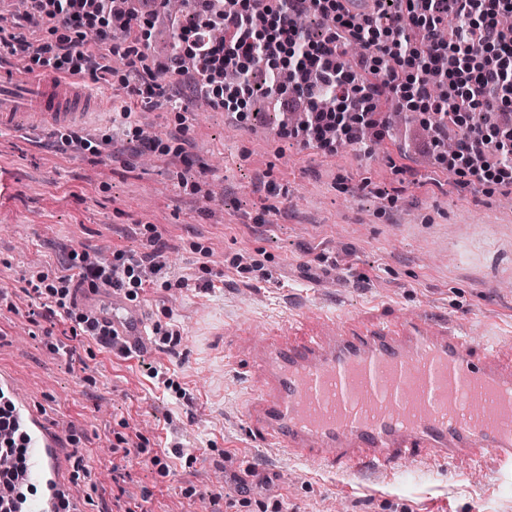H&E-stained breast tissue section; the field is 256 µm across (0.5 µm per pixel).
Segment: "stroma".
Returning <instances> with one entry per match:
<instances>
[{"instance_id": "obj_1", "label": "stroma", "mask_w": 512, "mask_h": 512, "mask_svg": "<svg viewBox=\"0 0 512 512\" xmlns=\"http://www.w3.org/2000/svg\"><path fill=\"white\" fill-rule=\"evenodd\" d=\"M129 44L97 50L110 82L85 74L98 113L79 125L94 156L48 134L0 131V371L67 435L70 512H512V473L494 457L345 477L289 459L248 433L255 367L241 331L318 313L367 322L427 316L512 347V188L460 185L431 164L412 121L378 144L326 153L280 137L282 112L238 120L128 96ZM152 130L151 165L112 131L113 105ZM276 209L264 210L270 192ZM160 252L138 289L149 345L72 336L39 317L26 281L70 250ZM172 332L163 340V332ZM131 436V449L117 439Z\"/></svg>"}]
</instances>
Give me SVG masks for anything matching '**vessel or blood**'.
Listing matches in <instances>:
<instances>
[{"mask_svg":"<svg viewBox=\"0 0 512 512\" xmlns=\"http://www.w3.org/2000/svg\"><path fill=\"white\" fill-rule=\"evenodd\" d=\"M94 106L75 81L49 72L28 80L0 66V131L22 113L37 129L76 125ZM76 301L111 324L117 341L145 344L142 309L120 295L84 288ZM315 324L303 336L272 326L248 343L257 374L245 415L264 445L343 473L488 452L512 470V350L471 343L424 318L367 327L320 315ZM27 414L40 479L56 470L59 439L35 409Z\"/></svg>","mask_w":512,"mask_h":512,"instance_id":"b4317fda","label":"vessel or blood"}]
</instances>
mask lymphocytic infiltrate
<instances>
[{
    "instance_id": "f902f5d3",
    "label": "lymphocytic infiltrate",
    "mask_w": 512,
    "mask_h": 512,
    "mask_svg": "<svg viewBox=\"0 0 512 512\" xmlns=\"http://www.w3.org/2000/svg\"><path fill=\"white\" fill-rule=\"evenodd\" d=\"M189 0L195 18L180 28L176 50L158 77L132 87L135 96L165 102L184 99L181 88L166 76L193 72L214 104L244 116L256 81H263L274 103L287 106L294 122L285 136L332 152L343 143L381 136L377 119L378 88H385L409 113H422L424 124L460 130L453 149L433 136L439 167L454 172L463 185L512 186V29L501 25L512 14V0H392L393 23L373 13H343L341 0ZM31 14L54 28L74 30L75 38L50 45L18 39L17 52L33 64L70 75L99 70L88 44L103 46L121 31L137 45L150 38L151 21L130 0H27ZM328 19L324 37H313L303 16ZM223 29L215 41L212 29ZM362 45L360 56L347 47ZM485 115L482 126L473 113ZM68 271L30 280L32 293L51 294L61 316L75 320L93 336L108 329L78 311L76 291L83 286H109L133 296L143 286L142 262L114 253L109 265L85 263L69 253ZM32 443L11 398L0 391V458L9 463L7 482L0 483V512H26L36 484L20 485L29 468Z\"/></svg>"
}]
</instances>
